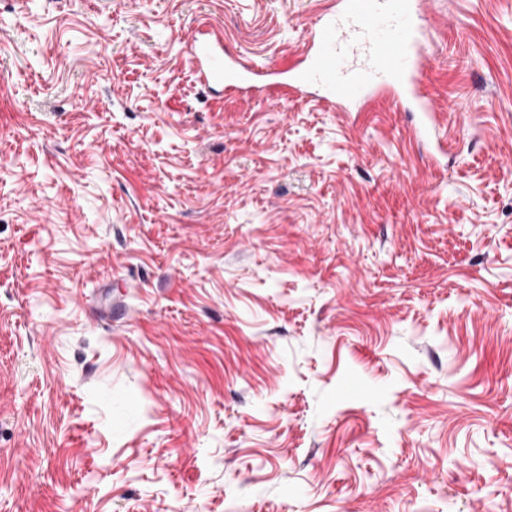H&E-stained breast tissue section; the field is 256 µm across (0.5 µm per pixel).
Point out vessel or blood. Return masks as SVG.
<instances>
[{"mask_svg": "<svg viewBox=\"0 0 512 512\" xmlns=\"http://www.w3.org/2000/svg\"><path fill=\"white\" fill-rule=\"evenodd\" d=\"M422 10V0H335L313 23L297 60L285 68L225 51L223 30L212 26L192 35L186 58L198 82L229 94L266 99L317 86L332 109L375 97L409 104L419 116L411 133L421 140L436 128L435 104L420 85L428 62L418 25Z\"/></svg>", "mask_w": 512, "mask_h": 512, "instance_id": "1", "label": "vessel or blood"}]
</instances>
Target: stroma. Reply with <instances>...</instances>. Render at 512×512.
Here are the masks:
<instances>
[{
    "mask_svg": "<svg viewBox=\"0 0 512 512\" xmlns=\"http://www.w3.org/2000/svg\"><path fill=\"white\" fill-rule=\"evenodd\" d=\"M322 3L0 0V512H512V0H425L437 163L196 82Z\"/></svg>",
    "mask_w": 512,
    "mask_h": 512,
    "instance_id": "stroma-1",
    "label": "stroma"
}]
</instances>
